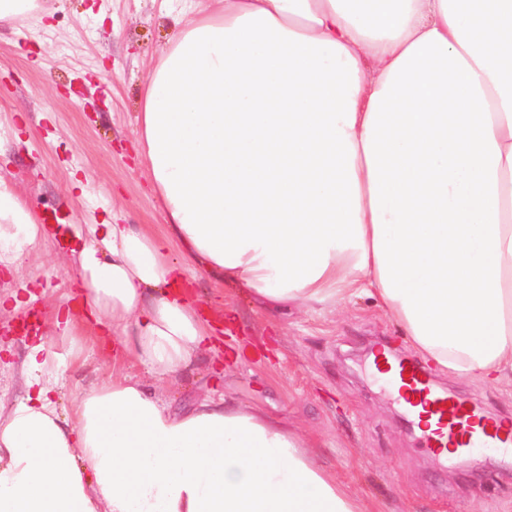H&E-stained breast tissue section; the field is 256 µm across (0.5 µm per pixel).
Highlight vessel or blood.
<instances>
[{
	"instance_id": "1",
	"label": "vessel or blood",
	"mask_w": 512,
	"mask_h": 512,
	"mask_svg": "<svg viewBox=\"0 0 512 512\" xmlns=\"http://www.w3.org/2000/svg\"><path fill=\"white\" fill-rule=\"evenodd\" d=\"M373 369L384 386L397 393L410 419H432L421 439L434 459L469 456L478 448L512 450L511 426L487 417L471 400L435 389L427 371L414 361H390L378 354Z\"/></svg>"
}]
</instances>
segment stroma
Returning a JSON list of instances; mask_svg holds the SVG:
<instances>
[{"mask_svg":"<svg viewBox=\"0 0 512 512\" xmlns=\"http://www.w3.org/2000/svg\"><path fill=\"white\" fill-rule=\"evenodd\" d=\"M31 25H0V177L36 210L67 224H121L165 231L147 170L139 162L145 88L172 49L192 0H33ZM82 180L84 196L70 192ZM68 246L49 242L19 274L41 314L78 310ZM188 280L205 307H233L249 337L223 378L186 374L170 399L182 406L217 389L268 415L288 419L319 463L368 512H512V461L485 448L438 465L408 431L395 401L367 372L375 346L413 357L403 330L362 296L334 311L260 310L237 288L203 271ZM439 388L512 421V384L432 372Z\"/></svg>","mask_w":512,"mask_h":512,"instance_id":"35a3bbf8","label":"stroma"}]
</instances>
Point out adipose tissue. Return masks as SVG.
<instances>
[{
	"instance_id": "obj_1",
	"label": "adipose tissue",
	"mask_w": 512,
	"mask_h": 512,
	"mask_svg": "<svg viewBox=\"0 0 512 512\" xmlns=\"http://www.w3.org/2000/svg\"><path fill=\"white\" fill-rule=\"evenodd\" d=\"M208 3L139 117L167 234L72 225L86 310L25 345L0 512H367L287 420L222 395L172 409L201 357L224 367L174 289L190 265L270 311L368 293L438 371L512 376V0ZM49 239L0 179V267ZM89 341L150 377L59 413Z\"/></svg>"
}]
</instances>
